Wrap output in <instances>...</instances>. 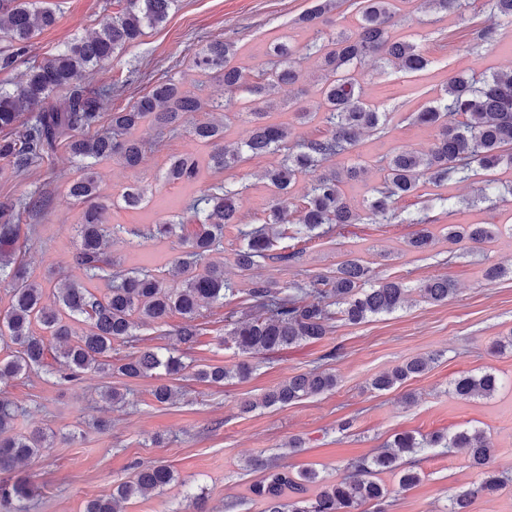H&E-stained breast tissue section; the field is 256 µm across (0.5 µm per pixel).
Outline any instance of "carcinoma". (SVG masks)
Wrapping results in <instances>:
<instances>
[{
    "mask_svg": "<svg viewBox=\"0 0 512 512\" xmlns=\"http://www.w3.org/2000/svg\"><path fill=\"white\" fill-rule=\"evenodd\" d=\"M346 0H313L295 23L315 31L317 41L300 47L278 38L268 43L264 54L268 66L248 70L236 61L235 42L214 39L194 53V67L211 76L226 92L245 90L253 107L245 111L248 128L244 139L233 148L224 142L231 121L233 98L216 105L182 89L174 78L156 82L151 90L123 112H113L108 126L101 127L104 103L112 97L107 87L89 93L83 87L85 72L112 59L118 52L138 41L145 30L163 23L176 0H125L89 37H77L62 50L42 58L28 69L25 78L11 88L0 85V174L18 177L28 173L37 161H43L60 145L72 158L84 163L83 174L68 189L69 196L84 205L76 227V245L72 259L89 282H102L103 295L80 281L67 280L57 288L54 305L44 302L42 284L32 279L21 249L32 250L31 238L20 241L23 216L42 209L44 200L33 192L0 200V284L10 288V303L0 315V381L44 371L63 381L86 374H110L117 371L129 380L154 378L151 390L159 404L173 401L175 390L163 381L187 369L182 358L164 355L152 348L138 349L136 327L145 323L165 324L178 314L184 322L176 330L178 340L193 345L201 335L196 323L203 308L224 303L236 295L234 284L224 278V262L212 259L224 241V225L240 223L242 189L231 184H213L193 200L191 209L200 224L189 231L182 221L151 225L146 235L158 241L175 238L181 247L169 262L166 276L149 270L125 271L107 250L110 228L106 225L107 205L88 160L115 159L124 167L141 165L147 143L136 132L145 122L155 125L159 134L178 131L184 117L196 112L222 108L224 120H197L189 133L208 146L207 165L229 171L244 161V156L282 154V160L264 173L272 194L266 217L259 227L239 229L240 245L236 262L243 270L258 260L275 257L295 262L299 252L272 255L277 240L325 236L346 224L377 223L396 216L400 200L414 195L426 183L445 185L474 179L478 171L497 167L512 170V70L489 78L476 74L454 75L436 104L416 113L418 124L435 131L432 147L425 153L392 149L381 156L385 174L373 186L362 209H356L342 192L343 180H358L366 172L351 165L339 172L326 163L350 153L360 135L379 138L388 134L391 113L382 112L369 101L359 83L358 69L370 57L396 65L405 73L426 69L430 60L417 43L396 38L394 26L401 16L400 0H351L360 20L358 30L325 33L321 26ZM437 12L460 11L470 0H421ZM43 0H0V35L7 38L11 51L0 54V71L12 68L26 54L35 33L55 21L54 11L41 6ZM485 18L474 24L472 40L490 45L496 41L499 26L512 24V0H487ZM315 51L321 71L316 101L308 108L296 99L288 111L298 120L318 115L328 125L326 134L290 143L291 127L270 121L280 109L279 90L304 81V60ZM62 93L60 98L55 94ZM57 102L50 103L51 99ZM460 116L458 122L448 121ZM201 171V160L194 154L169 159L164 177L169 182L194 183ZM311 180L298 215L288 212L286 197L301 178ZM116 204L129 210L149 205L146 189L133 185L123 190ZM420 229L407 246L422 253L433 242L427 218L419 217ZM445 239L452 243L484 245L501 232L496 224H448ZM412 289L401 279H380L360 258L339 264L336 275H314L277 288L269 282H254L247 291L250 307L259 316L238 320L225 329L241 361L235 368L207 365L193 377L201 382L221 384L230 378L243 379L251 372L248 359L263 353L322 340L337 319L358 324L371 317L399 309ZM419 296L429 303H442L454 294L446 277L432 278L418 287ZM85 324L82 332L73 323ZM131 352L112 363L114 344ZM434 357L416 356L389 372L376 376L371 386L386 391L397 384L427 372ZM338 378L329 370L295 374L262 397V404L287 406L305 397L330 392ZM499 387L495 374H462L452 383L460 399L475 395L492 396ZM19 407L0 398V472L34 458L49 447L47 437L33 431H15ZM466 448L470 466L481 480L450 500L448 512H469L472 502L492 496L504 487L490 454V443L480 429H464L448 435L435 432L426 439L411 433L394 435L389 449L372 458L349 463L345 474L334 481L322 477L313 468L291 473L256 458L255 470L264 472L253 483V499L265 505V512H374L384 508L390 490L380 481L384 472L399 475L402 490L420 481L419 472L402 466L403 457L424 447ZM175 481L173 470L162 463L145 465L127 481L117 483L112 494L89 501L85 512H124L127 501L161 491ZM33 494L31 482L18 479L0 482V502L14 512H27L25 504Z\"/></svg>",
    "mask_w": 512,
    "mask_h": 512,
    "instance_id": "obj_1",
    "label": "carcinoma"
}]
</instances>
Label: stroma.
Listing matches in <instances>:
<instances>
[{
	"instance_id": "35a3bbf8",
	"label": "stroma",
	"mask_w": 512,
	"mask_h": 512,
	"mask_svg": "<svg viewBox=\"0 0 512 512\" xmlns=\"http://www.w3.org/2000/svg\"><path fill=\"white\" fill-rule=\"evenodd\" d=\"M48 2L55 24L32 39L27 55L14 69L0 71V84L19 82L33 61L98 29L119 7L118 0ZM485 2L475 0L465 13L446 15L410 0L406 19L396 32L426 49L432 60L429 69L407 75L372 58L363 64L359 80L368 99L392 112L393 121L385 141L363 136L349 155L335 161L339 169L360 159L367 163L363 181L342 186L355 207H362L368 190L383 177L384 148L430 149L433 130L412 123L409 115L443 94L452 75L465 70L489 76L512 68V25L500 27L491 45L475 44L465 30ZM310 5L311 0H178L164 23L89 69L83 84L91 91L112 87V97L104 106L108 113L127 109L168 76L181 79L186 90L202 98H220V87L192 68L194 52L208 40L224 38L237 43L244 66H264V44L281 37L302 45L314 40V31L294 23ZM138 135L152 145L140 167L128 169L108 159L97 162L94 171L109 204L113 255L123 268L158 272L167 269L179 247L173 240L143 237V230L173 217L195 226L197 218L189 203L201 188L223 182L225 174L204 170L193 186L166 182L162 173L170 156L193 153L203 158L208 147L193 140L185 126L162 136L147 124ZM277 160L274 154L250 157L234 170V177L247 186L241 224L251 225L253 216L262 214L268 197L262 174ZM79 174L77 162L60 147L50 161L31 167L25 176L0 175V199L37 191L49 201L43 211L24 217L21 230L22 236L38 241L28 260L33 277L45 286L44 300L49 304L54 301V281L82 277L72 255L74 228L83 207L67 195ZM134 183L151 186L149 206L136 212L114 206V199ZM481 186L478 179L425 186L418 197L400 203L402 222L351 224L338 235L301 240L298 261L265 258L248 271L235 264L238 226L227 225L220 257L224 276L238 293L205 310L198 343L187 347L178 342L174 331L182 319L177 315L163 325H142L137 333L142 346L176 352L185 362L233 367L238 357L234 346L224 341L225 321L246 312V291L254 281L286 287L310 275L332 274L350 256L369 262L377 276L403 278L412 288L434 276L447 277L456 288L447 302L432 304L416 298L403 309L358 325L336 321L321 342L255 358L253 372L243 380L208 386L186 374L172 377L181 395L166 405L153 401V379L130 381L116 373L70 382L41 373L1 384L0 392L22 408L16 430H41L51 442L41 457L18 468L35 488L28 512H84L87 500L109 495L114 482L132 477L137 464L152 462L169 465L175 482L164 491L130 500L125 512H196L198 494L205 498L206 512H264L263 504L249 493L250 485L262 477L261 471L249 467V459H264L292 472L312 466L332 479L349 461L382 451L395 434L426 435L437 430L452 434L467 428L484 431L495 466L507 480L499 494L475 499L470 512H512V350L492 349L497 340L512 335V236L484 246L451 244L439 236L419 254L408 251L405 244L415 230L413 218L420 215L437 226L512 224V205L478 201ZM494 264L508 268L509 274L486 281L483 269ZM431 354L436 361L425 374L388 391L371 389L375 376L408 358ZM316 368L336 372L335 390L283 408L260 406L263 394L286 377ZM484 371L501 380L493 396L463 400L453 394L451 383L460 374ZM110 386L125 393L126 404L106 413L100 393ZM244 400L256 401V409L240 412ZM103 416L110 421L108 429L94 430L92 421ZM294 437L301 438V448L289 447ZM416 458L420 480L409 490H399L396 478L384 475L391 491L389 512H448L450 497L478 479L465 449L424 448Z\"/></svg>"
}]
</instances>
